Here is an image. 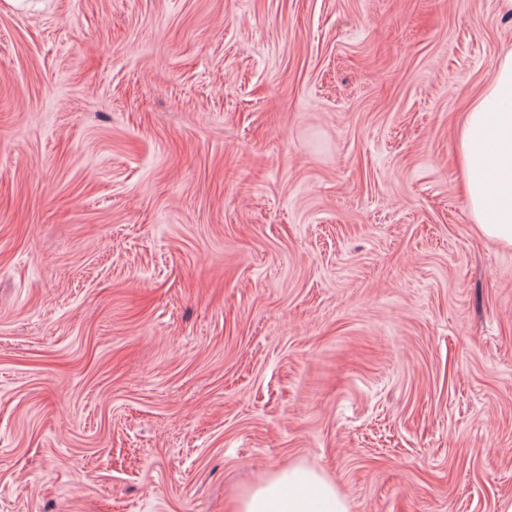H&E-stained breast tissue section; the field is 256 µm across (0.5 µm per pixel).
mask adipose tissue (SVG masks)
Masks as SVG:
<instances>
[{"label":"adipose tissue","mask_w":512,"mask_h":512,"mask_svg":"<svg viewBox=\"0 0 512 512\" xmlns=\"http://www.w3.org/2000/svg\"><path fill=\"white\" fill-rule=\"evenodd\" d=\"M458 175L478 229L512 248V52L470 105L456 131ZM229 512H349L346 498L320 472L288 468L260 480L228 505Z\"/></svg>","instance_id":"adipose-tissue-1"}]
</instances>
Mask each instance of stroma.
<instances>
[{"instance_id": "obj_1", "label": "stroma", "mask_w": 512, "mask_h": 512, "mask_svg": "<svg viewBox=\"0 0 512 512\" xmlns=\"http://www.w3.org/2000/svg\"><path fill=\"white\" fill-rule=\"evenodd\" d=\"M498 0H0V512L512 502ZM455 139L470 219L512 248V51L497 61L493 83L464 112ZM230 512H349L336 485L315 470L288 468L260 480L227 506Z\"/></svg>"}]
</instances>
